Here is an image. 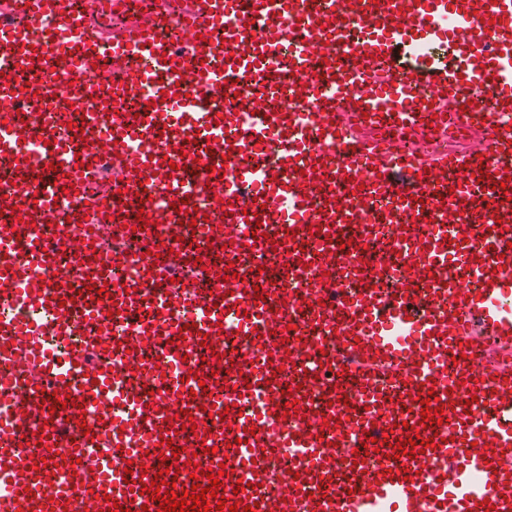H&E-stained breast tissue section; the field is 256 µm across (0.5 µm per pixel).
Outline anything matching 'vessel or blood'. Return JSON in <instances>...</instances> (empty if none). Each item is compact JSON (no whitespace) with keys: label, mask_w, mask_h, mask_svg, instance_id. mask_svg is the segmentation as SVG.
Wrapping results in <instances>:
<instances>
[{"label":"vessel or blood","mask_w":512,"mask_h":512,"mask_svg":"<svg viewBox=\"0 0 512 512\" xmlns=\"http://www.w3.org/2000/svg\"><path fill=\"white\" fill-rule=\"evenodd\" d=\"M237 21L225 25L227 15ZM179 20L174 39H188L180 55L174 39L160 38L165 21ZM360 26L364 39L351 47L353 64L314 68L308 43L316 29L340 32ZM64 30L69 40L55 67L18 84L43 50L31 28ZM228 47L213 74L216 29ZM440 43L457 66L427 56ZM290 47L289 72L311 83L308 112H278L268 98L289 83L277 58ZM145 62L137 81L138 105L105 122L88 112L72 120L51 112L40 125L23 113L0 120V157L35 186L30 218L45 221L64 194L82 196L80 214L105 213L123 226L143 217L147 251L165 256L164 268L139 270L123 287L111 270L87 264L80 276L57 275L67 240L31 235L15 215L12 189L0 187V286L21 307L49 312L55 334L68 340L76 313L104 324L123 314L132 334L106 347L90 336L63 359L42 342L43 328L0 321V394L20 398L23 422L0 420V512H73L74 494L88 492L93 512H157L155 491L135 469L140 462L179 449V471L193 456L186 445L209 447L224 436L226 473L221 497L209 506H249L250 512H512V363L449 373L448 363L473 355L480 341L512 351V308L502 297L512 287V171L495 165L512 155V0H157L149 20H131L106 40L90 34L70 0H9L0 14V103L24 95L54 96L59 82L82 84L100 95L94 68ZM417 87L430 98L414 96ZM470 88L492 99L486 120L488 148L429 154L387 150L382 129L412 127L418 114L467 125L458 93ZM244 102V109L214 112L215 92ZM70 123L65 143L53 142L54 123ZM112 140V187L107 200L88 197L97 174L85 135ZM454 180H445V172ZM362 205L341 204L348 186ZM486 205L476 239L452 236L439 217L467 211L473 186ZM384 202L383 222L399 227L396 240L380 234L370 214ZM225 213V227L203 257L186 248L193 229L206 228L210 205ZM360 225L361 250L372 265L397 258L398 287L377 286L363 275L357 292H344L336 246L344 228ZM285 259L281 276L266 263ZM239 267L249 281L222 282ZM180 270L170 281L169 270ZM318 271L310 286V345L295 352L289 328L301 313L284 280ZM475 279L472 289H450L449 276ZM250 336L241 380L228 384L225 362L195 361L193 346L223 352L225 330ZM152 337L157 360L146 373L156 382L145 398L116 384L118 365L138 362L137 347ZM339 337L324 357L323 337ZM327 361L319 377L323 405L312 422L286 432L277 425L286 409L288 372ZM360 384L361 415L342 401L348 382ZM475 395L468 405L455 389ZM70 399L67 409L56 403ZM118 401L120 417L104 405ZM102 413L82 428L85 410ZM442 409V425L423 422L424 409ZM196 425L193 439L183 428ZM414 439L412 452L392 458L398 440ZM428 459L425 468L418 459ZM173 480L179 491L210 484Z\"/></svg>","instance_id":"1"}]
</instances>
